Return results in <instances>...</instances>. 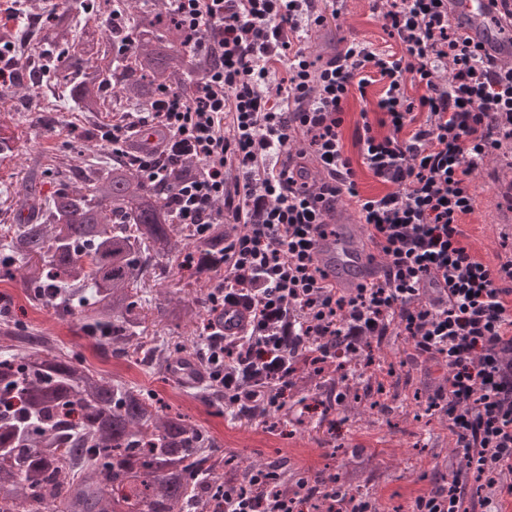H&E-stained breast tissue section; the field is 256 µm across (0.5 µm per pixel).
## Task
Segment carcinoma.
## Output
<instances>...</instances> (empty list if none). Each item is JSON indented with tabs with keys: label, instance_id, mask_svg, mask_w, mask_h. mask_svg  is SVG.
<instances>
[{
	"label": "carcinoma",
	"instance_id": "cac0c4a2",
	"mask_svg": "<svg viewBox=\"0 0 512 512\" xmlns=\"http://www.w3.org/2000/svg\"><path fill=\"white\" fill-rule=\"evenodd\" d=\"M120 12L131 20L100 36L97 15ZM130 44L119 54L123 42ZM57 50L46 60L56 83L83 112L107 102L144 106L163 89L184 92L188 76L206 62L190 55L168 0H62L32 52ZM171 186L144 182L123 159L90 166L76 182L61 180L47 198L25 181L21 206L37 213L15 225L0 244V257L19 276L26 296L60 320L78 316L85 338L114 354L138 352L146 332L147 257L165 258L187 242L191 275L216 272L222 224L205 236L173 222L166 194ZM196 307L167 298L156 310L167 327L192 335L159 345L150 363L168 367L173 356L197 355L195 324L215 319L205 300ZM364 371L336 364L345 400L340 411L382 409L377 398L362 404ZM213 437L178 409L140 386L109 378L82 360L52 347H32L0 359V512H213L223 498L224 472L211 463ZM276 486L302 495L288 471Z\"/></svg>",
	"mask_w": 512,
	"mask_h": 512
}]
</instances>
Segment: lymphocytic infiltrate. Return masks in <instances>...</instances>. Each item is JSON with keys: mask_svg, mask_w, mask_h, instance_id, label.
Instances as JSON below:
<instances>
[{"mask_svg": "<svg viewBox=\"0 0 512 512\" xmlns=\"http://www.w3.org/2000/svg\"><path fill=\"white\" fill-rule=\"evenodd\" d=\"M185 43L209 65L182 94L100 128L103 150L123 153L140 128H162L133 157L139 176L165 183L185 161L197 175L170 199L173 219L208 231L230 222L213 310L241 308L242 331L211 330L205 376L236 418L284 408L304 367L331 368L366 344L404 337L410 358L434 364L427 389L458 464L411 502V512H501L512 496V259L490 265L465 218L471 178L512 151V63L485 59L448 18V0H373L401 52L351 40L324 63L309 39L339 16L338 0H170ZM382 91L363 108L356 156L343 143L351 91ZM323 174L308 184L310 167ZM385 193L361 194L358 168ZM358 210L383 273L340 288L318 243L338 197ZM276 473L247 465L224 479V512H304L305 497L272 494ZM249 490H242V483Z\"/></svg>", "mask_w": 512, "mask_h": 512, "instance_id": "1", "label": "lymphocytic infiltrate"}]
</instances>
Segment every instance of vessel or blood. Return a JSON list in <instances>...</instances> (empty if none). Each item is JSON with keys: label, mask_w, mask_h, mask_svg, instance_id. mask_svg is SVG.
Wrapping results in <instances>:
<instances>
[{"label": "vessel or blood", "mask_w": 512, "mask_h": 512, "mask_svg": "<svg viewBox=\"0 0 512 512\" xmlns=\"http://www.w3.org/2000/svg\"><path fill=\"white\" fill-rule=\"evenodd\" d=\"M448 17L460 33L477 45L481 54L498 64L512 62V19L503 0H448ZM360 227L350 234H338L320 243V259L344 288L377 278L381 265L367 251L358 248Z\"/></svg>", "instance_id": "1"}]
</instances>
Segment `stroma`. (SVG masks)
Returning a JSON list of instances; mask_svg holds the SVG:
<instances>
[{"mask_svg":"<svg viewBox=\"0 0 512 512\" xmlns=\"http://www.w3.org/2000/svg\"><path fill=\"white\" fill-rule=\"evenodd\" d=\"M344 38L370 42L379 50L397 48L373 14L370 0H344L335 24L309 41L311 57H319ZM48 98L55 102L54 111L34 112L36 102ZM0 107L8 111L10 129L19 140L18 156L0 159V225L11 223L18 193L29 176H40L44 193L54 190V177L42 171L46 158L65 155L80 168L91 164L102 167L111 159L110 154L90 143L98 126L111 122V113L80 111L63 96L52 78L43 76L34 82L26 79L0 90ZM472 185L478 201L474 214L467 219L468 231L473 245L494 264L507 248H512V210L496 206L501 194L512 190V166L490 160L473 176ZM183 259V254L177 253L167 259L151 260L152 286L147 301H154L164 290L186 299L206 296L207 287L189 279L187 271L182 270ZM0 313L28 329L43 332L54 345L76 352L87 365L102 373L155 391L208 430L220 444L219 455H235L241 464L287 460L298 473L314 475L327 467L340 474L348 462L347 449H375L368 479L377 512H409L413 498L428 488L425 476L434 464H456L445 424L435 417L426 424L406 419L401 407L408 393L401 389L390 390L388 413L363 420L340 417L332 425L319 422L312 411L293 406L288 418L301 420L299 431L278 435L268 432L260 422L239 421L231 412L218 413L204 405L200 397L210 390L206 381L186 385L162 378L145 361L116 360L111 350L98 348L84 338L78 318L61 321L47 309L32 307L19 284L0 282Z\"/></svg>","mask_w":512,"mask_h":512,"instance_id":"obj_1","label":"stroma"}]
</instances>
